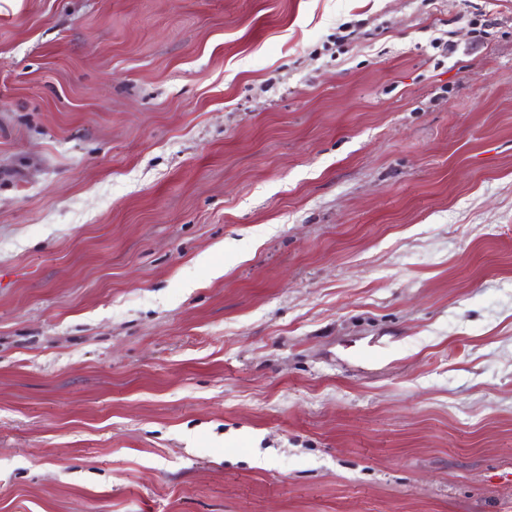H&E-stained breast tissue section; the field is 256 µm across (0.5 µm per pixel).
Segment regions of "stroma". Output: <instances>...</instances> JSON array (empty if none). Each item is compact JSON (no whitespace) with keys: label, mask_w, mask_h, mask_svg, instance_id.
Returning <instances> with one entry per match:
<instances>
[{"label":"stroma","mask_w":512,"mask_h":512,"mask_svg":"<svg viewBox=\"0 0 512 512\" xmlns=\"http://www.w3.org/2000/svg\"><path fill=\"white\" fill-rule=\"evenodd\" d=\"M0 512H512V0H0Z\"/></svg>","instance_id":"35a3bbf8"}]
</instances>
